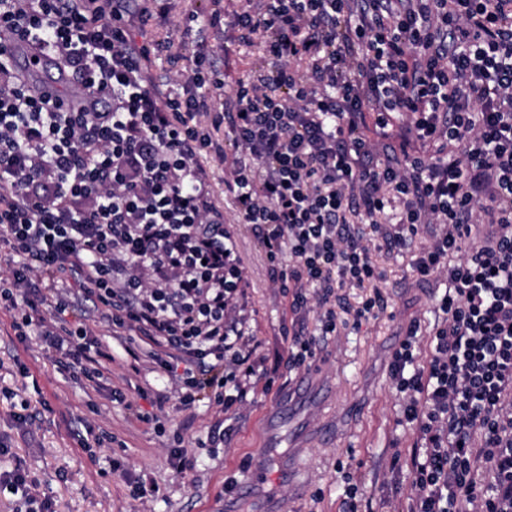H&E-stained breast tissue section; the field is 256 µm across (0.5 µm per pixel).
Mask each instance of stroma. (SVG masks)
<instances>
[{
	"mask_svg": "<svg viewBox=\"0 0 512 512\" xmlns=\"http://www.w3.org/2000/svg\"><path fill=\"white\" fill-rule=\"evenodd\" d=\"M211 0H175L158 38L169 39L168 57L152 59L157 80L189 67L194 49L185 27L204 29L219 46L216 68L224 80L221 97L233 96L238 79L261 68L260 46L239 45L230 24L209 26ZM207 169L215 204L237 241L248 281V312L260 346V372L275 377L272 391L255 386L243 403L220 411L201 400L181 409L171 380L150 363L133 365L125 346L91 303L75 309L93 331L98 348L111 355L103 379H77L54 360L37 337L20 340L11 316L0 309V471L22 464L33 481L31 492L51 512H406L412 492L405 458L415 434L403 418V396L389 377L394 350L410 327L425 344L439 320L437 304L448 287L446 275L418 280L413 262L443 230L422 225L412 246L388 250L365 236L381 276L338 289L337 332L322 337L309 365L288 369L283 324L319 326L315 304L293 311L274 288L265 253L235 205L224 195L228 163L200 158ZM380 296L378 317L355 324L354 314L368 298ZM29 375H21L19 364ZM306 379L297 388L298 379ZM151 397H143V389ZM227 430L224 445L211 447L216 421ZM109 442L95 446L101 433ZM190 461L182 467L175 456ZM261 467L266 481L244 495H226L228 475ZM147 490L142 498L134 486Z\"/></svg>",
	"mask_w": 512,
	"mask_h": 512,
	"instance_id": "stroma-1",
	"label": "stroma"
}]
</instances>
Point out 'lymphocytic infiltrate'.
Listing matches in <instances>:
<instances>
[{
	"mask_svg": "<svg viewBox=\"0 0 512 512\" xmlns=\"http://www.w3.org/2000/svg\"><path fill=\"white\" fill-rule=\"evenodd\" d=\"M128 2L0 0V35L52 53L82 90L32 91L0 43V307L18 310L17 335L44 337L74 377H103L109 354L56 295L66 281L138 336L132 358L159 362L182 409L243 401L248 283L198 163L232 146L224 192L271 282L293 308L310 286L326 307L318 334L294 332L293 367L335 335L337 288L379 278L364 231L402 250L420 225H446L414 264L426 280L460 256L429 354L416 363L406 340L389 366L417 433L408 512H512V0H258L234 26L241 43L262 36L270 71L238 80L219 111L210 42L185 29L192 69L164 92L146 28L168 23L171 0ZM397 113L409 122L393 137Z\"/></svg>",
	"mask_w": 512,
	"mask_h": 512,
	"instance_id": "lymphocytic-infiltrate-1",
	"label": "lymphocytic infiltrate"
}]
</instances>
